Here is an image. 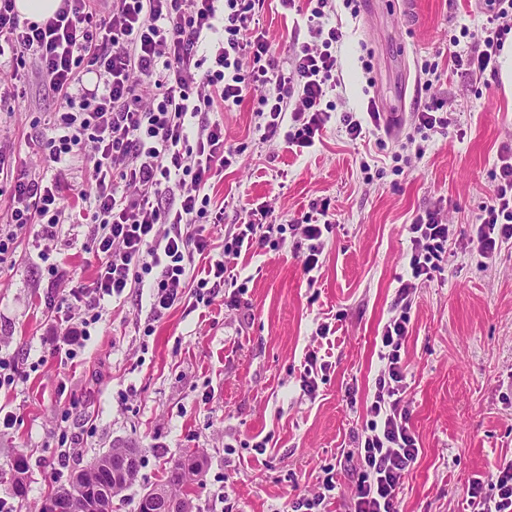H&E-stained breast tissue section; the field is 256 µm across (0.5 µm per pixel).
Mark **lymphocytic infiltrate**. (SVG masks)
I'll list each match as a JSON object with an SVG mask.
<instances>
[{"label": "lymphocytic infiltrate", "mask_w": 512, "mask_h": 512, "mask_svg": "<svg viewBox=\"0 0 512 512\" xmlns=\"http://www.w3.org/2000/svg\"><path fill=\"white\" fill-rule=\"evenodd\" d=\"M256 0H59L52 16L21 20L16 0H0V56L30 60L57 97L54 137L47 157L55 176L11 168L0 151V176L13 184L8 227H0V254L14 227L37 224L43 240L58 239L72 213L60 204V174L79 159L92 166L88 205L89 238L100 257L95 275L82 280L67 268H53L48 286L53 309L64 310L65 328L56 336L58 353L75 358L84 348L111 298L142 287L152 270L151 309L155 316L181 303L188 288L187 269L195 257L210 262L196 286L218 288L227 268L223 257L211 258L210 240L197 218L209 205L203 190L232 160L224 127L204 123L191 129L199 114L239 105L249 88L263 90L268 138L283 136L296 151L321 140L331 119L327 97L339 84L336 46L343 34L330 25V0H308L311 39L280 69L254 15ZM486 21L478 47L456 52L457 69L475 77L497 72L503 38L512 31V0H485ZM216 35L211 63L197 47ZM250 70H243V60ZM95 75L86 88V75ZM194 149H187V142ZM493 194L472 227L469 242L493 260L512 240V147H503ZM165 233H158V225ZM334 220L328 203L312 201L303 238L304 269L320 266L323 235ZM270 206L246 209L225 254L266 247L281 235ZM410 276L401 281L398 315L388 319L380 336L381 368L375 393L356 434L359 457L352 473L356 490L351 512H398V494L419 455V442L403 403L406 368L400 350L408 335L410 297L448 254L452 232L437 213L418 216L408 228ZM498 493L484 496L472 480L471 512H512V459L499 466Z\"/></svg>", "instance_id": "1"}]
</instances>
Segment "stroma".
<instances>
[{
  "label": "stroma",
  "instance_id": "stroma-1",
  "mask_svg": "<svg viewBox=\"0 0 512 512\" xmlns=\"http://www.w3.org/2000/svg\"><path fill=\"white\" fill-rule=\"evenodd\" d=\"M294 11L263 0L260 26L287 67L306 41V0ZM330 20L343 32L341 83L321 143L297 154L282 138L264 141L262 91L223 111L220 122L238 155L204 192L222 223L204 218L228 275L211 302L188 294L162 318L150 288L109 302L76 359L53 354L60 320L48 305L49 269L92 276L99 258L83 224L37 249L36 224L17 229L0 263V358L16 369L0 388V410L15 422L0 430V499L16 512H38L45 499L112 446L139 448L136 482L112 512H136L140 496L186 449L205 460L193 486V512H288L316 490L325 468L343 476L328 512H348L355 482L354 435L381 367L376 338L396 313L399 278L408 277V226L438 212L456 229L452 254L411 299L405 402L420 446L399 493V512H469L474 478L495 491L501 460L512 458V242L493 266L469 243L471 226L495 186L503 145L512 143V94L500 77L456 71L453 48L469 50L485 22L483 0H335ZM470 35L449 43L461 28ZM437 64L436 79L420 71ZM0 149L30 167H46V120L57 101L33 65L0 67ZM441 97L453 114L448 134L430 135L423 153L398 148L419 102ZM375 100L386 130L350 141L343 113ZM335 216L320 268L305 272L291 242L311 201ZM273 207L285 240L225 254L243 209ZM238 307H227L231 296ZM335 326L322 337V323ZM328 368L307 394L300 376L308 351ZM28 462L27 496L13 494L17 458Z\"/></svg>",
  "mask_w": 512,
  "mask_h": 512
}]
</instances>
